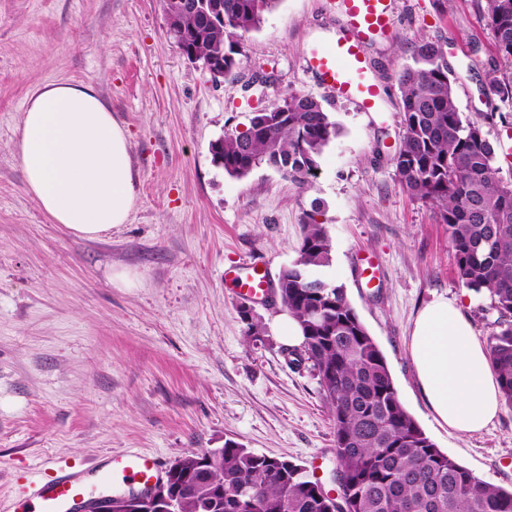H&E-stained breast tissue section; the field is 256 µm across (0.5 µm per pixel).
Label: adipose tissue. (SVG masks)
Listing matches in <instances>:
<instances>
[{"instance_id":"adipose-tissue-1","label":"adipose tissue","mask_w":512,"mask_h":512,"mask_svg":"<svg viewBox=\"0 0 512 512\" xmlns=\"http://www.w3.org/2000/svg\"><path fill=\"white\" fill-rule=\"evenodd\" d=\"M16 152L26 190L71 234L96 239L127 223L136 188L126 129L93 85H43L23 111ZM409 355L436 420L452 432L485 430L501 409L484 345L454 304L417 315Z\"/></svg>"}]
</instances>
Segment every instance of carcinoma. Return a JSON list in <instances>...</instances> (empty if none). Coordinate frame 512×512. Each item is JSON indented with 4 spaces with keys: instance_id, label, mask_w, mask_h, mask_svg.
Listing matches in <instances>:
<instances>
[{
    "instance_id": "carcinoma-1",
    "label": "carcinoma",
    "mask_w": 512,
    "mask_h": 512,
    "mask_svg": "<svg viewBox=\"0 0 512 512\" xmlns=\"http://www.w3.org/2000/svg\"><path fill=\"white\" fill-rule=\"evenodd\" d=\"M278 2L219 0L224 20L216 25L179 11L177 0H164V9L178 18L169 27L173 41L192 45L204 63H224V79L236 81L250 34ZM486 19L500 65L488 72L485 91L512 104V0H486ZM397 81L403 133L393 155L396 175L448 226L458 283L488 291L497 320L486 351L502 401L512 407V181L499 178L495 167L501 144L481 124L462 119L441 45L421 41ZM339 132L319 100L289 93L225 131L212 159H224V173L234 178L265 164L303 186ZM330 262L326 228L308 214L278 297L303 333L289 363H308L333 422L337 496L329 497L303 466L227 440L169 467L180 512H512V491L437 448L405 408L344 288L312 276Z\"/></svg>"
}]
</instances>
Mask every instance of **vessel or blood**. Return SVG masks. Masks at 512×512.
Returning <instances> with one entry per match:
<instances>
[{
  "mask_svg": "<svg viewBox=\"0 0 512 512\" xmlns=\"http://www.w3.org/2000/svg\"><path fill=\"white\" fill-rule=\"evenodd\" d=\"M336 5L342 14L336 44L313 53L307 68L326 92L356 104L360 111H374L378 91L365 80L371 63L363 48L375 35L392 29V0H336ZM224 277L245 297L270 295L267 272L259 265L225 272ZM164 474L158 456L140 451L112 453L94 464L69 465L51 477L20 484L10 508L12 512H86L100 489L109 488L118 495L146 493Z\"/></svg>",
  "mask_w": 512,
  "mask_h": 512,
  "instance_id": "1",
  "label": "vessel or blood"
}]
</instances>
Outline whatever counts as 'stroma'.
I'll use <instances>...</instances> for the list:
<instances>
[{"mask_svg":"<svg viewBox=\"0 0 512 512\" xmlns=\"http://www.w3.org/2000/svg\"><path fill=\"white\" fill-rule=\"evenodd\" d=\"M393 8L391 37L366 48L382 99L362 112L306 71L310 49L336 38L333 0H280L250 36L241 81L220 84L180 53L163 0H0V512L17 478L51 459L139 450L171 463L228 440L330 482L333 423L312 371L285 359L279 299L249 304L224 284L225 269L252 259L278 280L312 211L332 244L318 275L345 289L406 409L443 452L512 490V408L461 437L421 394L409 358L420 310L453 302L481 340L496 315L488 292L458 283L446 225L404 191L391 160L396 74L428 40L444 47L463 117L502 136L496 166L512 180L505 106L484 94L496 57L486 0ZM50 81L92 83L129 134L138 200L127 224L98 239L51 223L25 190L21 114ZM291 92L317 98L341 128L308 183L266 165L226 175L212 141ZM368 256L380 264L369 283ZM252 320L263 335H249Z\"/></svg>","mask_w":512,"mask_h":512,"instance_id":"obj_1","label":"stroma"}]
</instances>
